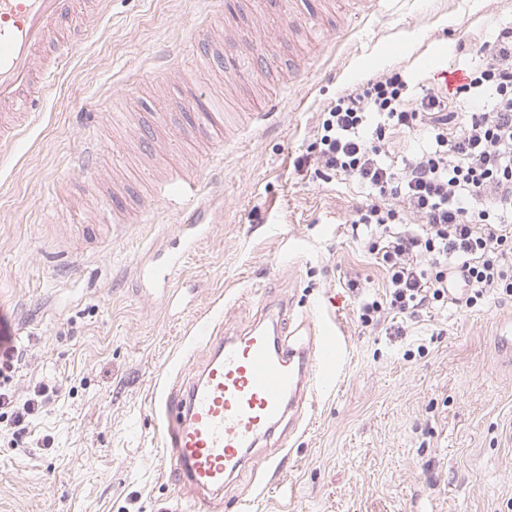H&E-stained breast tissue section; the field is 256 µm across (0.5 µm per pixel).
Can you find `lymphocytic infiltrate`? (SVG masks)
<instances>
[{"instance_id":"lymphocytic-infiltrate-1","label":"lymphocytic infiltrate","mask_w":512,"mask_h":512,"mask_svg":"<svg viewBox=\"0 0 512 512\" xmlns=\"http://www.w3.org/2000/svg\"><path fill=\"white\" fill-rule=\"evenodd\" d=\"M425 143L397 157L400 132ZM365 187L354 222L388 275L391 309L413 317L448 300L460 272L474 307L488 290L512 295V27L485 45L461 83L414 92L402 72L345 89L324 112L297 168ZM22 353L0 321V438L19 444L61 384L17 396Z\"/></svg>"}]
</instances>
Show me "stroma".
<instances>
[{"instance_id":"35a3bbf8","label":"stroma","mask_w":512,"mask_h":512,"mask_svg":"<svg viewBox=\"0 0 512 512\" xmlns=\"http://www.w3.org/2000/svg\"><path fill=\"white\" fill-rule=\"evenodd\" d=\"M348 10L313 0L315 25L293 10L269 15L265 26L283 33L269 46L246 34L248 0H100L87 34L63 39L40 112L0 144V316L25 351L13 385L21 395L62 385L26 444L0 440V512H184L188 492L161 479L157 406L205 363L195 325L218 316L238 337L258 317L317 307L347 342L336 389L309 395L304 431L282 426L259 442L257 461L288 457L268 486L243 470L216 512H237L245 497L253 512H512V296L413 318L384 308L362 324L348 280L386 299L385 272L352 225L365 195L294 167L346 87L394 69L438 86L421 58L439 47L449 69H463L512 25V0H383L352 23ZM204 15L233 34L214 51L272 66L241 78L211 67L192 49ZM163 48L183 82L223 102V137L184 140L200 118L158 91ZM277 92L279 113L254 127ZM87 115L104 156L80 174L71 159ZM148 128L165 147L151 162L139 155ZM212 153L224 182L204 189L208 235L166 289L142 290L156 251L181 247L179 208L155 198V178L178 164L209 175ZM116 180L127 225L81 226Z\"/></svg>"}]
</instances>
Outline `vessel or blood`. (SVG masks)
<instances>
[{"label": "vessel or blood", "instance_id": "b4317fda", "mask_svg": "<svg viewBox=\"0 0 512 512\" xmlns=\"http://www.w3.org/2000/svg\"><path fill=\"white\" fill-rule=\"evenodd\" d=\"M75 2L0 0L1 144L30 125L40 96L56 84L58 62L47 49L72 21ZM81 139L84 149L75 167L94 172L102 146L93 126L82 127ZM157 195L178 199L191 228H207L200 174L174 175L159 185ZM196 340L207 352L206 363L182 393L162 400L160 436L172 461L164 479L194 491L189 512H207L260 438L288 413H300L311 391L335 390L346 341L322 313L225 340L207 324L197 329Z\"/></svg>", "mask_w": 512, "mask_h": 512}]
</instances>
